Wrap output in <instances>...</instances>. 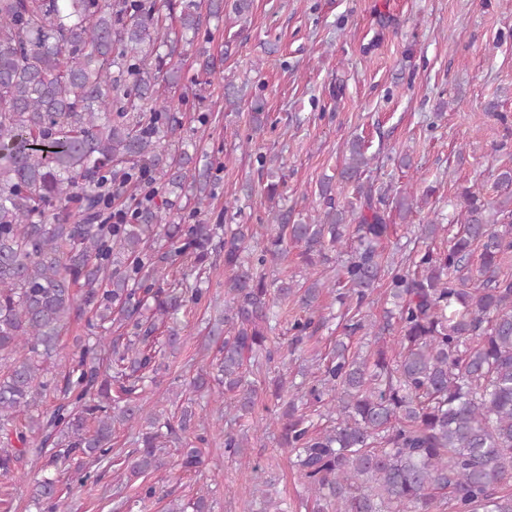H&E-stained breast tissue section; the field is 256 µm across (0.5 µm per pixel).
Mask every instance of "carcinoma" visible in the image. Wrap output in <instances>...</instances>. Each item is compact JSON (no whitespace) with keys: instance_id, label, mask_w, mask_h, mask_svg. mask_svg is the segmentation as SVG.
I'll use <instances>...</instances> for the list:
<instances>
[{"instance_id":"1","label":"carcinoma","mask_w":512,"mask_h":512,"mask_svg":"<svg viewBox=\"0 0 512 512\" xmlns=\"http://www.w3.org/2000/svg\"><path fill=\"white\" fill-rule=\"evenodd\" d=\"M223 14L224 0H0V476L28 454L45 459L31 498L38 512H58L64 464L82 483L109 471L138 478L159 468L165 439L178 444L182 472L201 473L208 438L193 407L162 418L145 412L144 393L184 342L178 314L209 294L222 265L224 309L209 331L222 357L189 387H224L225 454L243 457L248 438L232 424L254 412L251 376L279 352L268 345L271 307L291 301L304 312L292 323L302 345L326 320L329 289L343 330L373 337L376 351L366 358L338 341L313 380L275 385L276 398L289 394L276 424L308 491L301 507L512 512V276L500 273L512 255V195L493 204L466 188L446 248L421 247L445 230L421 224L418 245L388 257L393 219L385 195L361 183L370 158L354 138L339 174L354 202L337 203L328 179L309 223L281 209L262 232L175 223L170 196L199 213L209 205L216 159L181 136L159 90L203 98L216 58L198 49L205 78L187 86L180 56L203 18ZM139 169L159 201L132 224H105L98 179L110 174L117 193H133ZM416 202L400 192L394 210L405 219ZM290 244L307 266L335 261L332 276L268 280L266 265ZM381 281L392 308L368 322L361 309ZM81 311L97 335L76 338L59 384L46 364ZM51 391L65 402L44 407ZM141 421L136 448L112 454L116 426ZM168 512L210 510L199 497Z\"/></svg>"}]
</instances>
